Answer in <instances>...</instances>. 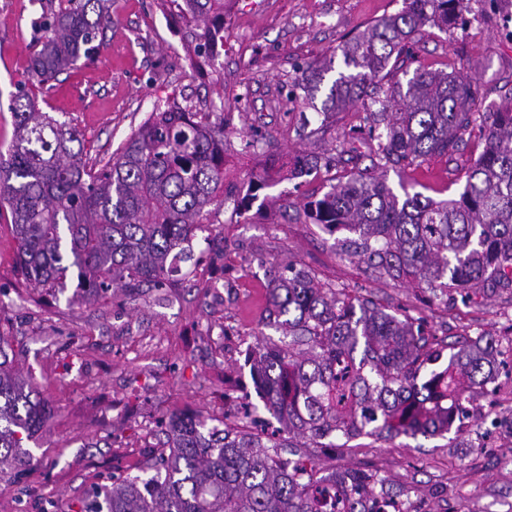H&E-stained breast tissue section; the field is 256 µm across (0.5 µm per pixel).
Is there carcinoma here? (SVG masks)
<instances>
[{
	"instance_id": "obj_1",
	"label": "carcinoma",
	"mask_w": 512,
	"mask_h": 512,
	"mask_svg": "<svg viewBox=\"0 0 512 512\" xmlns=\"http://www.w3.org/2000/svg\"><path fill=\"white\" fill-rule=\"evenodd\" d=\"M468 0H404L403 9L345 38L343 71L320 112L362 104L377 153L391 166L448 156L478 126L484 148L459 197L435 201L386 178L356 171L307 204L312 223L346 231L344 255L357 256L381 278L405 280L436 297L457 288L512 290V104L473 111L471 84L454 73L415 71L385 91L379 82L406 40L426 26L463 19ZM112 0H58L34 21L38 33L28 71L43 95L53 81L92 57V43L110 19ZM197 24L198 39H224V0H171ZM333 61L310 65L294 100L314 98ZM76 131L41 111L28 96L16 113L8 158L0 156V212L8 210L17 241L16 271L50 295L77 289L88 301L120 289L130 297L160 288L177 263L192 259L195 232L209 230L208 207L228 193L246 208L273 179L266 174L224 190V119L177 107L140 125L117 157L99 168L71 144ZM263 324L286 340L250 348L264 409L281 428L262 437L244 427L208 426L172 412L164 438L149 447L142 475H109L81 501L80 512H379L382 497L401 493L358 469L339 472L346 499L320 486L315 462L283 455L294 448L347 447L362 435L433 436L451 419L470 415L455 375L434 369L454 348L367 298L318 280L303 266L275 271ZM0 335V479L34 467L22 446L51 417L36 390L18 376ZM495 342L478 338L450 354L449 365L484 387ZM342 439L336 445L327 439Z\"/></svg>"
}]
</instances>
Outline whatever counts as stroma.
I'll list each match as a JSON object with an SVG mask.
<instances>
[{"label": "stroma", "mask_w": 512, "mask_h": 512, "mask_svg": "<svg viewBox=\"0 0 512 512\" xmlns=\"http://www.w3.org/2000/svg\"><path fill=\"white\" fill-rule=\"evenodd\" d=\"M0 0V152L14 135L16 96L28 82L31 21L51 0ZM403 0H224V41L195 52L194 23L169 0H112V20L88 61L60 75L38 105L74 126L83 158L107 159L157 107L178 105L224 115V185L274 171L249 210L232 201L212 208L219 253L205 233L193 258L164 288L136 298L114 293L87 302L68 282L58 300L42 298L15 274L17 244L0 220V334L16 354L15 370L33 380L52 418L25 446L38 464L0 481V512H78L84 494L112 473L136 476L156 421L173 411L241 423L235 411L252 390L247 347L281 335L261 329L271 266L290 262L350 294L371 296L400 314L423 319L435 336L504 335L512 294L458 292L440 300L416 285L376 277L347 259L336 236L311 224L306 202L354 168L377 170L362 108L319 115L292 102L295 83L312 62L335 52L344 37L397 13ZM482 23L416 33L384 85L415 70L456 73L471 82L475 109L512 103V0H473ZM451 156H433L401 170L405 182L434 200L458 197L465 173L484 148L479 131ZM318 155L319 173L293 177L299 156ZM500 427L392 439L360 436L350 448H314L321 474L366 468L403 489L420 512H512V400L496 408Z\"/></svg>", "instance_id": "35a3bbf8"}]
</instances>
